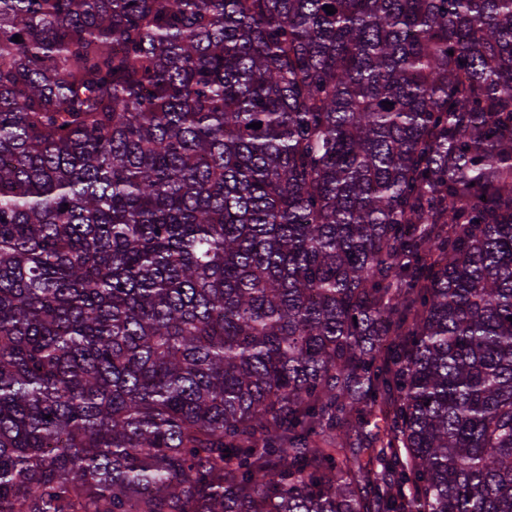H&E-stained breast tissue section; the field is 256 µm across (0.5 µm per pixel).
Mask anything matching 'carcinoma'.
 <instances>
[{
	"label": "carcinoma",
	"mask_w": 512,
	"mask_h": 512,
	"mask_svg": "<svg viewBox=\"0 0 512 512\" xmlns=\"http://www.w3.org/2000/svg\"><path fill=\"white\" fill-rule=\"evenodd\" d=\"M510 316L512 0H0V512H512Z\"/></svg>",
	"instance_id": "1"
}]
</instances>
